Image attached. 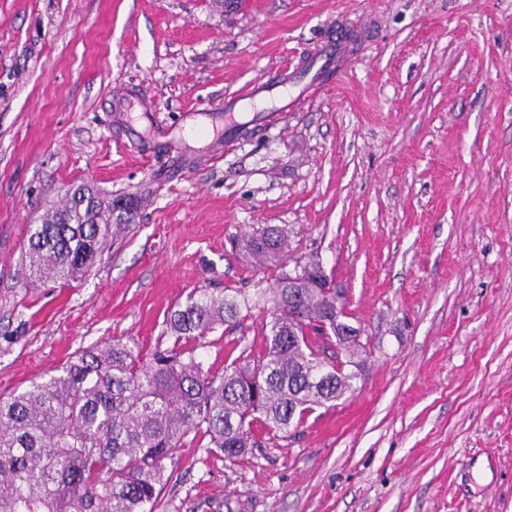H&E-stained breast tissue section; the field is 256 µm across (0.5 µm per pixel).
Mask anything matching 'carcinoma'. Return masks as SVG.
Segmentation results:
<instances>
[{"label": "carcinoma", "instance_id": "obj_1", "mask_svg": "<svg viewBox=\"0 0 512 512\" xmlns=\"http://www.w3.org/2000/svg\"><path fill=\"white\" fill-rule=\"evenodd\" d=\"M135 206L131 198L104 206L75 189L30 225L34 271L60 285L76 279ZM241 251L279 270L273 287L252 297L197 290L167 314L166 347L146 352L114 338L0 399V512H154L178 449L203 443L235 465L352 389L358 374L342 355L354 354L358 337L323 332L336 289L325 287L320 264L286 271L288 229L278 225L244 236ZM256 311L262 348L222 373L204 367L196 350L208 335Z\"/></svg>", "mask_w": 512, "mask_h": 512}]
</instances>
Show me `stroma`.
Here are the masks:
<instances>
[{"label":"stroma","mask_w":512,"mask_h":512,"mask_svg":"<svg viewBox=\"0 0 512 512\" xmlns=\"http://www.w3.org/2000/svg\"><path fill=\"white\" fill-rule=\"evenodd\" d=\"M346 69L260 136L170 178L129 138L116 87L171 128L307 66ZM137 197L129 231L60 287L29 226L68 191ZM288 228L367 347L355 389L237 465L189 444L155 512H512V0H0V396L112 338L152 348L203 288L270 287L236 249ZM259 318L210 334L223 370ZM333 37H327L319 46L314 48L315 53L313 56V65L319 60H324L327 66H333L336 71H343L345 69V60L349 55L347 50V43L345 40H336L333 42Z\"/></svg>","instance_id":"1"}]
</instances>
